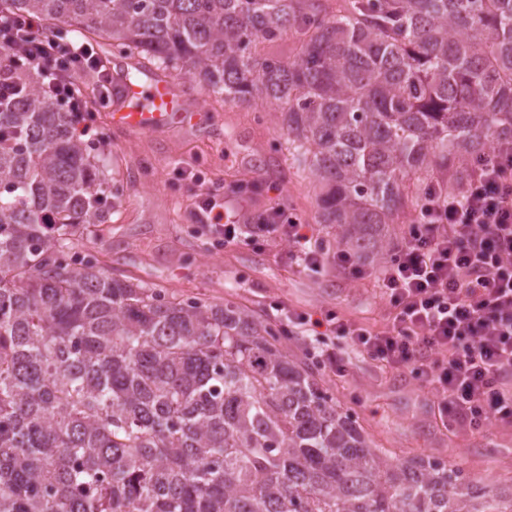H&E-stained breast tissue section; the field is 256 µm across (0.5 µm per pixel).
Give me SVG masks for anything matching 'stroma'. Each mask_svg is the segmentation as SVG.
I'll return each mask as SVG.
<instances>
[{
  "instance_id": "35a3bbf8",
  "label": "stroma",
  "mask_w": 512,
  "mask_h": 512,
  "mask_svg": "<svg viewBox=\"0 0 512 512\" xmlns=\"http://www.w3.org/2000/svg\"><path fill=\"white\" fill-rule=\"evenodd\" d=\"M108 56L116 73L136 79L162 73L137 56L113 50ZM162 74L207 117L194 128L129 134L111 126L109 105H93L84 138L106 145L104 175L119 200L108 222L80 241V251L95 256L103 270L169 296L247 306L279 330L282 349L292 356L317 358L321 344L289 326L290 313L316 318L331 309L346 321L385 330L389 310L372 278L352 277L331 262L307 270L291 259L286 239L228 245L196 223L200 194L210 188L238 223L281 207L310 225L313 246L332 254L339 249L335 228L317 219L319 189L310 174L297 173L276 121L210 94L186 72ZM336 350L345 370L323 364L319 377L378 447L399 460L456 461L466 478L490 486L512 482V423H494L482 433L442 425L434 392L412 369L381 365L341 341Z\"/></svg>"
}]
</instances>
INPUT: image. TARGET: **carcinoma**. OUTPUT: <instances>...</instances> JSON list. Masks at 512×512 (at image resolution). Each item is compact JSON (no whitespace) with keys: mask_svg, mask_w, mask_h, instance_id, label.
<instances>
[{"mask_svg":"<svg viewBox=\"0 0 512 512\" xmlns=\"http://www.w3.org/2000/svg\"><path fill=\"white\" fill-rule=\"evenodd\" d=\"M4 2L261 104L358 261L512 139V0ZM286 35L292 61L257 49ZM0 72V512H512L511 486L375 447L252 310L76 251L116 193L45 82L2 50Z\"/></svg>","mask_w":512,"mask_h":512,"instance_id":"1","label":"carcinoma"}]
</instances>
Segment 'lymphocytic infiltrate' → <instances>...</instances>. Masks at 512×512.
Returning a JSON list of instances; mask_svg holds the SVG:
<instances>
[{
  "label": "lymphocytic infiltrate",
  "mask_w": 512,
  "mask_h": 512,
  "mask_svg": "<svg viewBox=\"0 0 512 512\" xmlns=\"http://www.w3.org/2000/svg\"><path fill=\"white\" fill-rule=\"evenodd\" d=\"M0 47L48 78L62 111L76 123L90 119L85 77L95 75L101 90L111 86L106 71L92 70L85 44L52 35L31 18L0 12ZM196 217L225 243L251 245L279 235L305 266L316 269L325 261L311 245L308 225L281 211L245 236L207 190ZM374 277L394 313L386 330L371 332L331 311L318 319L292 314L289 322L323 330L389 366L413 368L436 393L444 421L476 431L512 423V390L503 385L512 373V142H494L460 192L431 187Z\"/></svg>",
  "instance_id": "obj_1"
}]
</instances>
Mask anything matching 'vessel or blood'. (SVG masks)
<instances>
[{
  "label": "vessel or blood",
  "mask_w": 512,
  "mask_h": 512,
  "mask_svg": "<svg viewBox=\"0 0 512 512\" xmlns=\"http://www.w3.org/2000/svg\"><path fill=\"white\" fill-rule=\"evenodd\" d=\"M114 97L119 108L110 112L113 126L129 133H144L165 126L192 125L205 118L202 109L190 107L171 83L152 79L141 83L117 81Z\"/></svg>",
  "instance_id": "1"
}]
</instances>
